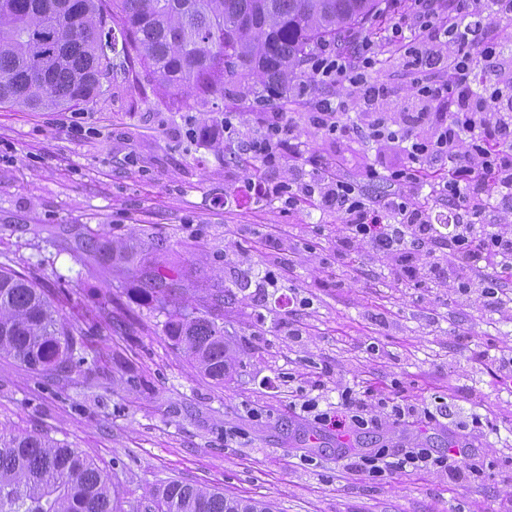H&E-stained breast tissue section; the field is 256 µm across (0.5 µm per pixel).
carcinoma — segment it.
<instances>
[{"mask_svg":"<svg viewBox=\"0 0 512 512\" xmlns=\"http://www.w3.org/2000/svg\"><path fill=\"white\" fill-rule=\"evenodd\" d=\"M382 0H0V105L62 111L93 102L110 73L139 67L165 92L205 105L258 77L264 100L288 97L309 81L305 65L327 41L373 18ZM119 28L115 35L109 24ZM141 273L156 304L184 290L171 267L141 268L131 246L116 271ZM220 288L194 306L168 311L167 337L208 378L229 369L224 327L212 312ZM37 373L91 365L83 332L67 328L43 288L0 265V356ZM110 477L80 451L46 432L0 430V512H122ZM130 512H270L206 485L172 480Z\"/></svg>","mask_w":512,"mask_h":512,"instance_id":"cac0c4a2","label":"carcinoma"}]
</instances>
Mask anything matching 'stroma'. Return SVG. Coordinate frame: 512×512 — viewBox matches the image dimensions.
<instances>
[{
    "mask_svg": "<svg viewBox=\"0 0 512 512\" xmlns=\"http://www.w3.org/2000/svg\"><path fill=\"white\" fill-rule=\"evenodd\" d=\"M396 19L383 13L351 41H374L371 78L387 91V111L404 112L408 59L385 36ZM103 89L64 112L0 107V262L50 289L62 317L101 351L91 369L65 376L0 357V429L46 432L79 449L127 499L179 480L272 512H512V384L502 371L512 302L446 283L416 287L395 260L363 246L337 260L339 213L310 201L291 209L249 189L259 171L276 183L293 165H329L354 179L404 154L338 139L311 125L308 102L274 106L243 86L204 107L160 103L157 80L142 71L108 77ZM228 112L246 137L277 113L297 133L298 159L265 172L230 142L204 139ZM415 198L439 230L418 259H444L448 203L430 188ZM92 234L137 242L149 262L163 245L192 297L233 288L223 383L168 341L167 316L147 301L138 273L94 266L81 248ZM269 269L282 272L277 286L258 287ZM107 302L122 332L88 326ZM346 389L379 427L339 430L302 407L332 406ZM397 396L439 421L394 425L386 403ZM455 441L471 449L461 478L441 468L382 477L362 463L381 447L398 459Z\"/></svg>",
    "mask_w": 512,
    "mask_h": 512,
    "instance_id": "1",
    "label": "stroma"
}]
</instances>
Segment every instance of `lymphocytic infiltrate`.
Returning <instances> with one entry per match:
<instances>
[{"label": "lymphocytic infiltrate", "mask_w": 512, "mask_h": 512, "mask_svg": "<svg viewBox=\"0 0 512 512\" xmlns=\"http://www.w3.org/2000/svg\"><path fill=\"white\" fill-rule=\"evenodd\" d=\"M475 14L473 0H452L447 12L435 16L417 13L419 39L405 49L409 65L419 68L436 56L439 46L446 45L450 48L448 77L431 86H415L410 110L401 121H392L383 112L384 87L368 82L379 63L375 45L369 40L347 53H318L309 62L312 83L288 90L289 95L305 100L315 84L356 88L363 106L357 120L337 111L330 100L319 99L312 100L310 121L349 141L405 149L408 164L388 174L391 193L374 200L365 196L364 187L380 176L376 168L368 166L353 182L324 167L309 172L298 167L287 186L251 180L253 194H284L292 207L311 198L323 209L339 211L338 254H349L356 244H366L375 255L398 259L402 272L412 279L444 273L466 293L472 288L475 272L495 267L486 295L498 297L499 283L512 278L511 232L460 221L448 231L451 248L446 265L419 267L402 254L405 243L421 246L436 236L428 210L413 198L417 186L431 183L455 211L472 214L483 210L488 195L512 199V81L499 88L483 84L477 69L482 60L488 62L495 77L512 78V50L491 39L484 27L473 25ZM434 100L440 111H429L428 104ZM286 134L278 119H268L260 133L244 141L242 149L264 168H276L286 148ZM465 456L466 448L461 445L445 453L419 448L394 463L381 452L364 458L363 463L381 476L394 467L417 470L430 465L455 475Z\"/></svg>", "instance_id": "obj_1"}]
</instances>
